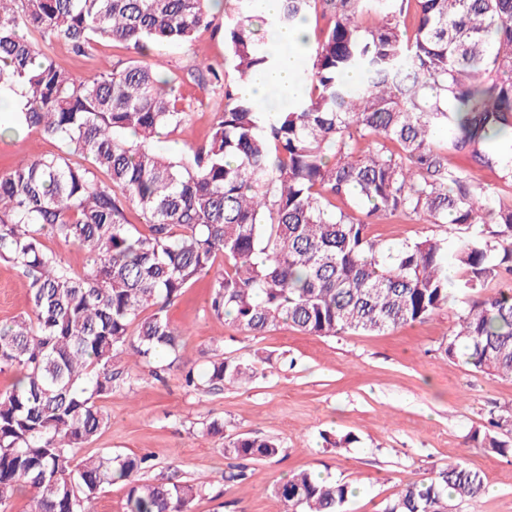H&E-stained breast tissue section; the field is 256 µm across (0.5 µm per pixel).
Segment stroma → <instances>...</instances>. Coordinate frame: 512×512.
Segmentation results:
<instances>
[{
  "mask_svg": "<svg viewBox=\"0 0 512 512\" xmlns=\"http://www.w3.org/2000/svg\"><path fill=\"white\" fill-rule=\"evenodd\" d=\"M214 15L215 28L200 31L192 45L162 44L150 58L154 68L181 77V91L191 104L178 133L159 142L162 153L201 144L209 135L218 106L211 91L186 73L201 60H224L223 8ZM54 53L80 80L102 72L105 63L129 57L112 42L95 44L82 56L60 42ZM60 150L56 140L28 130L16 139H0V169ZM209 284L200 279L168 308L170 322L188 332L180 365L161 380L145 365H129L132 388L114 389L103 399L110 421L82 455L109 450L148 457L143 476L149 480L164 474L181 481L205 477L208 489L191 512H283L272 486L302 470L348 483L353 494L346 512H379L404 484L460 458L480 472L485 490L476 501H453L452 512H512V453L473 440L474 434L487 433L491 413L512 408V379L476 373L442 356L440 346L454 329L460 306L379 335L323 337L279 325L247 336L210 313ZM29 310L25 279L0 261V323ZM216 348L257 362L251 381L221 391L184 388L181 364L205 369ZM214 419L223 420V436L206 433V423ZM348 433L356 441L347 448L323 440ZM240 434L274 438L283 451L252 462L247 480L230 484L224 480L223 438Z\"/></svg>",
  "mask_w": 512,
  "mask_h": 512,
  "instance_id": "stroma-1",
  "label": "stroma"
}]
</instances>
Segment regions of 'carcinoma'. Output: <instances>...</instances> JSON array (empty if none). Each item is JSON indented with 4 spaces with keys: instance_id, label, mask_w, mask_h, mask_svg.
I'll use <instances>...</instances> for the list:
<instances>
[{
    "instance_id": "carcinoma-1",
    "label": "carcinoma",
    "mask_w": 512,
    "mask_h": 512,
    "mask_svg": "<svg viewBox=\"0 0 512 512\" xmlns=\"http://www.w3.org/2000/svg\"><path fill=\"white\" fill-rule=\"evenodd\" d=\"M230 2L224 65L188 72L224 109L203 143L171 158L156 143L186 122V104L178 79L146 59L213 26L210 0H0V91L22 102L15 128L61 144L0 172V260L31 301V314L0 324V372L15 374L0 391V512L20 490L28 512H91L116 483L124 512H189L207 482L144 480V457L74 456L107 425L101 401L129 383L127 359L156 378L180 359L185 333L166 309L208 275L210 313L251 336L280 324L380 334L464 293L443 355L512 377V202L448 164V151L466 152L512 182V0H281L271 17L258 0ZM311 14L327 25L303 54V96L278 108L275 88L255 100L225 83L227 64L240 84L275 66L270 36ZM59 41L76 55L110 41L131 57L78 82L52 53ZM397 217L450 232L399 244L371 234ZM46 235L84 251L88 269L46 250ZM252 375L215 353L182 378L214 391ZM280 453L272 438L231 437L224 481ZM273 491L285 512H344L351 495L309 471ZM483 491L480 473L450 461L381 512H448Z\"/></svg>"
}]
</instances>
